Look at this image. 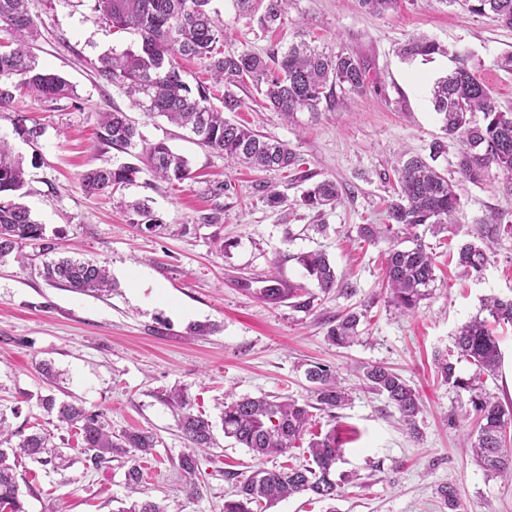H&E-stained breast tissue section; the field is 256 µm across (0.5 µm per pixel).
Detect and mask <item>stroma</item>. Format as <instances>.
I'll return each instance as SVG.
<instances>
[{
	"instance_id": "35a3bbf8",
	"label": "stroma",
	"mask_w": 512,
	"mask_h": 512,
	"mask_svg": "<svg viewBox=\"0 0 512 512\" xmlns=\"http://www.w3.org/2000/svg\"><path fill=\"white\" fill-rule=\"evenodd\" d=\"M211 8L232 49L264 54L286 49L298 37L326 52L356 53L369 71L365 94L334 90L317 113L295 122L266 108L254 88L240 89L246 105L231 121L288 143L315 180L331 179L344 192L335 209L316 213L299 206L306 185L275 171L246 168L202 147L165 118L144 114L122 90L100 85L91 67L98 56L122 52L138 38L106 25L90 0H31L39 35L32 51L41 68L73 85L74 96L45 101L16 97L0 113V139L27 172L23 202L43 224V240L23 246L22 265L0 259V418L19 443L32 431L68 442L73 463L57 474L31 462L18 468L28 512H120L129 498L120 461L92 470L76 448L73 432L60 430L37 406L39 396L105 411L113 433L144 429L157 437L156 454L144 467V496L164 501L168 512H221L238 480L256 465L247 449L215 429L216 446L202 464V495L183 491L177 459L186 442L166 392L184 388L195 409L219 421L226 396H281L309 400L308 365L329 366L349 393L336 419L314 411L308 434L335 430L342 449L336 474L349 475L335 501L300 494L255 512H441L438 486L453 485L455 512H512V482L487 475L463 448L477 423L469 396L437 377L433 358L453 345L457 329L479 315L492 295L512 296V237L492 246L481 276H461L449 252L474 240L481 220L512 203L498 179L461 185L463 213L449 231L419 229L436 256V280L415 311L402 314L387 301L383 253L387 242L364 243L361 224L385 221L384 202L395 183L402 154L428 156L445 139L430 101V84L453 68L452 52L468 55L477 76L501 110H512V71L499 58L512 52V28L462 12L446 0H398L381 16L358 0H293L284 25L262 31L237 17L231 0ZM426 35L446 47L432 60H403L398 44ZM126 112L146 142L166 141L187 158L193 179L178 183L141 173L109 195L85 192L82 178L93 166L138 164L137 150L122 151L97 139L101 113ZM40 124L29 139L21 124ZM436 161L453 173L461 148L445 139ZM277 186L286 209L265 204L261 185ZM223 194H215L216 186ZM146 202L159 222L146 229L128 210ZM218 213L217 223L206 216ZM324 232H315V225ZM324 252L351 293L318 296L312 312L258 299L255 288L272 273L284 282L306 283L300 254ZM64 256L106 268L114 289L96 296L47 281L45 263ZM251 290H244V283ZM361 312L359 337L339 348L326 338L329 322ZM197 324L210 333L193 337ZM381 364L401 375L419 394V437H410L384 396L368 390L363 366ZM51 366L45 377L43 366Z\"/></svg>"
}]
</instances>
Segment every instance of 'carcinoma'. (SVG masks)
Here are the masks:
<instances>
[{"label": "carcinoma", "mask_w": 512, "mask_h": 512, "mask_svg": "<svg viewBox=\"0 0 512 512\" xmlns=\"http://www.w3.org/2000/svg\"><path fill=\"white\" fill-rule=\"evenodd\" d=\"M28 0H0V112L15 99V94L32 93L46 100L74 95V89L62 76L39 67L29 42L37 33ZM94 12L112 28L139 36V45L120 54H102L94 66L95 74L134 99L149 117H164L190 130L198 142L227 156L236 157L254 168L297 174L299 180L311 176L302 169L303 160L288 145L241 123L224 118L236 112L245 101L235 88L250 82L274 111L286 119L296 113L318 111L339 88L363 94L368 88V72L363 60L348 51L326 54L300 40L284 51L266 55L249 49L224 50L225 31L216 22L211 0H92ZM257 0H233L237 15L254 21L265 30L279 27L292 0H263L264 11L255 15ZM370 13L383 14L397 0H358ZM451 5L479 16H491L512 27V0H448ZM405 60L418 57L429 60L444 55L447 49L424 35L415 36L398 48ZM206 59L217 83L224 84V111L210 105L209 88L192 89L183 79L178 60ZM455 67L432 85L431 103L439 116L445 135L461 143L456 173L460 180L479 185L497 177L502 190L512 199V112L498 108L490 89L468 66L467 57L454 54ZM98 139L119 149L142 145L146 172L161 180L185 181L192 178L186 158L173 152L163 141L144 142L138 127L120 111L104 112L99 121ZM142 169L131 165L113 168L93 167L83 176V187L91 193H110L133 181ZM396 188L386 204V223L361 224L360 237L370 243L390 239L400 233L412 237L413 246L391 245L386 252L384 279L389 302L401 313L414 311L426 298L435 280V262L418 242L416 229L426 226L441 233L456 222L463 211L458 184L419 156L401 162ZM25 172L20 158L12 154L0 139V258L10 255L25 241L43 238L44 227L32 219L30 210L20 202L25 192ZM342 195L339 184L330 179L314 183L300 204L323 212L333 208ZM512 236V225H502L494 213L482 221L476 241L462 244L456 252V265L465 277L480 276L488 263L487 250L501 233ZM307 276L323 294L348 288L337 281L334 267L322 252L297 257ZM45 277L76 292L99 295L112 290L106 269L91 261L61 258L46 264ZM262 301L278 305L285 300L298 311L310 312L315 297L299 285L283 287L276 275L264 280L254 291ZM487 316L465 323L455 335L454 348L435 357L437 373L443 382L469 394L479 428L467 434V445L485 472L512 479V448L506 447L505 433L512 426V406L504 405L477 385L481 375H493L501 365V351L491 326H512V297L490 296L484 299ZM360 314L350 311L338 315L327 330L333 344L346 347L359 336ZM464 358L476 366L469 378L456 371L454 358ZM313 385L314 402L301 404L288 397H242L224 403L221 415L224 436L247 448L255 458L286 454L303 439L310 421V410L329 417L348 402L333 370L315 364L306 370ZM365 386L384 396L399 413L408 433L420 434L418 417L422 413L416 390L399 374L380 365L362 369ZM166 401L182 410L178 427L187 448L178 456L177 468L186 496H201L199 453L215 445L212 422L202 413L191 412V399L184 391L174 390ZM38 406L68 430L80 436V451L86 468L100 470L104 464L121 458L125 463L124 487L131 493H144L140 460L153 454L157 438L148 431L112 433V425L102 412L93 413L75 404H59L52 395L38 398ZM7 430L0 421V509L3 512H27L16 478L20 459L29 458L52 470L70 467L69 456L49 446V439L34 432L16 448L3 447ZM311 467L268 469L257 465L236 484L233 497L224 500V512H254L253 506H273L297 494L311 493L319 500H336L340 485L331 478L341 457L335 430L315 436L308 444ZM121 512H167L152 500L134 501Z\"/></svg>", "instance_id": "carcinoma-1"}]
</instances>
